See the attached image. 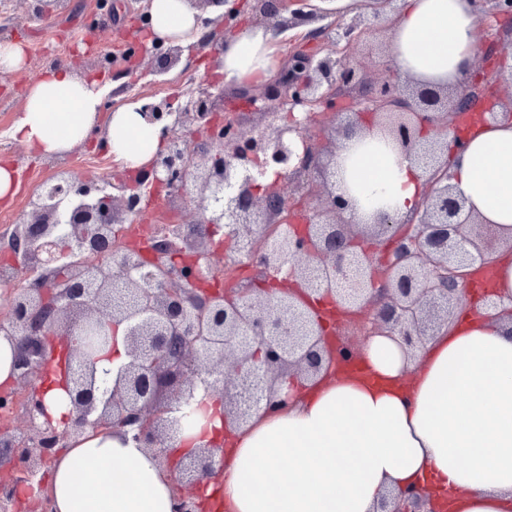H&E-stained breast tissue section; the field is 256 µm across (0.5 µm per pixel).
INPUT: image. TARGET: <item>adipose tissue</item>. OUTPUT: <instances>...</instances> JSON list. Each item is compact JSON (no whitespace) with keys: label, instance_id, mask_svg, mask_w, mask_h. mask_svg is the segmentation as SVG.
I'll list each match as a JSON object with an SVG mask.
<instances>
[{"label":"adipose tissue","instance_id":"ef3b65f1","mask_svg":"<svg viewBox=\"0 0 512 512\" xmlns=\"http://www.w3.org/2000/svg\"><path fill=\"white\" fill-rule=\"evenodd\" d=\"M157 40L200 39L189 0H150ZM277 43L262 23L224 37L218 71L245 89L264 82ZM388 51L418 82L455 85L479 54L472 0H400ZM103 90L66 67L45 70L30 86L12 137L44 156L87 142ZM130 99L108 117L117 160L135 166L161 147L157 126ZM451 183L467 209L503 238L512 237V117H472ZM426 177L376 127L336 147L338 194L354 201V221L376 211L408 219ZM494 290L416 355L390 336L360 344L365 375L339 371L298 380L288 410L259 414L251 426L225 427L220 416L180 434V452L223 443L216 479L198 488L227 512H373L387 491L421 487L447 499L448 512H512V253L493 266ZM265 485L258 493L257 485ZM56 512H174V481L151 453L118 433L84 435L62 449L47 476Z\"/></svg>","mask_w":512,"mask_h":512}]
</instances>
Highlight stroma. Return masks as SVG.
Segmentation results:
<instances>
[{"label": "stroma", "instance_id": "obj_1", "mask_svg": "<svg viewBox=\"0 0 512 512\" xmlns=\"http://www.w3.org/2000/svg\"><path fill=\"white\" fill-rule=\"evenodd\" d=\"M119 2L118 13L104 23L100 20L96 0H68L65 9L48 19L32 16L22 0H0V42H23L27 60L22 70L0 78V162L12 163L20 180V189L11 203L0 202V245L25 217L29 210L28 201L37 185L58 172L116 186L133 182V170L101 146L108 136L107 120L113 108L130 98L183 100L211 74V49L196 43L183 49L180 63L169 72L155 73L151 60L146 59L135 71L99 78L98 83L105 93L95 142L76 145L58 156L45 157L11 138L10 130L22 115L28 86L49 67L53 55L64 52L90 34L109 53L118 46L147 42L149 30L136 23L145 0ZM387 47L388 30L385 21L381 20L372 26L356 48V57L365 67L368 85H377L383 78L379 63L386 55Z\"/></svg>", "mask_w": 512, "mask_h": 512}]
</instances>
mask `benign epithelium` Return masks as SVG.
<instances>
[{
  "label": "benign epithelium",
  "mask_w": 512,
  "mask_h": 512,
  "mask_svg": "<svg viewBox=\"0 0 512 512\" xmlns=\"http://www.w3.org/2000/svg\"><path fill=\"white\" fill-rule=\"evenodd\" d=\"M478 34L484 20L511 34L512 0H473ZM254 17L290 11L291 26L317 17L307 0H250ZM370 22L341 19L334 49L322 56L306 49L307 33L287 54L260 92L239 99L261 116L251 132L238 117L219 114L220 80L198 86L173 110V101L149 103L145 119L160 127L165 148L145 166L138 187L105 192L102 183L60 176L31 201V210L8 239L11 261L0 279L32 267L38 275L14 289L0 335L14 345L12 387L0 390V422L17 405L24 432L0 430V448L10 466L0 472V512H20L17 488L40 492V512H53L41 474L67 440L88 431L127 428L132 439L169 467L180 487L175 512H205L195 489L214 473L216 449L171 462L170 442L184 432L181 412L201 407L199 390L220 396L224 422L241 428L261 411L284 407L288 375L312 380L328 361L356 360L355 344L332 339L336 320L353 327L359 342L377 334L395 336L412 353L437 335L458 303V284L472 269L494 262L504 242L492 224L465 210L449 184L448 134L475 110L512 115V66L487 50L473 74L454 87L386 78L366 89L363 66L352 50ZM162 73L178 64L181 48L159 42L143 51ZM336 139L377 125L427 173L421 209L399 220L378 212L368 224L344 218L352 209L329 183L330 163L321 160L306 135ZM190 123L198 135L191 147L180 133ZM224 156L216 164L207 149ZM275 171L267 182L268 171ZM295 184L313 210L287 203L282 182ZM165 192L166 201L190 200L197 220L189 232L177 226L145 242L116 243L114 225L133 224L142 213L139 188ZM224 229L234 252L257 271L252 286L235 281L204 285L223 260L213 236ZM126 329L128 361L116 375H98L99 347ZM60 360L68 396L67 424L53 425L36 382L50 360ZM376 512H445L423 491L384 500Z\"/></svg>",
  "instance_id": "benign-epithelium-1"
}]
</instances>
